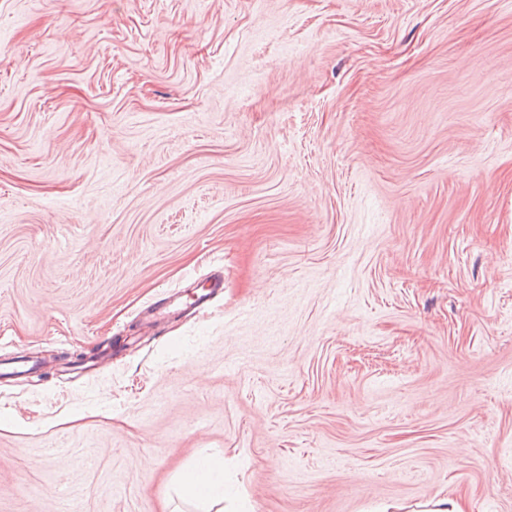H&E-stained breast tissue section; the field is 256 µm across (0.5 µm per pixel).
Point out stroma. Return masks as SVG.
<instances>
[{"label": "stroma", "mask_w": 512, "mask_h": 512, "mask_svg": "<svg viewBox=\"0 0 512 512\" xmlns=\"http://www.w3.org/2000/svg\"><path fill=\"white\" fill-rule=\"evenodd\" d=\"M0 361V512H512V0H0ZM179 488L183 496L202 505L203 512H211L214 505L224 503L228 493L224 488V457L206 455L181 472Z\"/></svg>", "instance_id": "obj_1"}]
</instances>
